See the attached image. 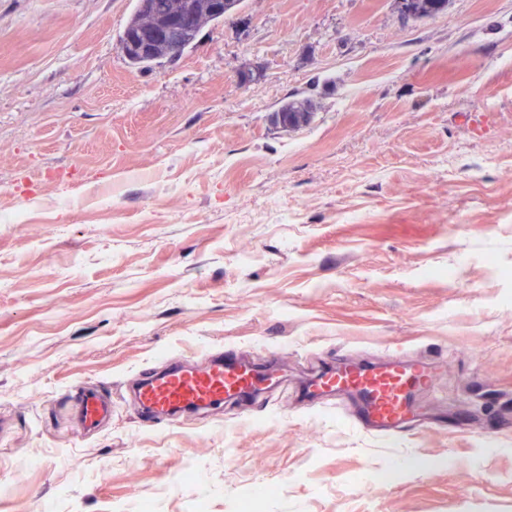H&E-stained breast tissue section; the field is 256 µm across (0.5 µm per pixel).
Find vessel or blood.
<instances>
[{"label":"vessel or blood","instance_id":"b4317fda","mask_svg":"<svg viewBox=\"0 0 512 512\" xmlns=\"http://www.w3.org/2000/svg\"><path fill=\"white\" fill-rule=\"evenodd\" d=\"M259 381L250 365L234 358L193 369L173 363L164 372L145 376L135 389L143 410L176 419L195 417L223 405L231 397L253 394ZM431 370L425 361L391 355L382 367L353 365L326 373L314 383L317 392H344L355 396L366 423L382 432L397 431L405 417L410 392L429 386ZM76 416L91 431L109 415V402L99 390L75 386Z\"/></svg>","mask_w":512,"mask_h":512}]
</instances>
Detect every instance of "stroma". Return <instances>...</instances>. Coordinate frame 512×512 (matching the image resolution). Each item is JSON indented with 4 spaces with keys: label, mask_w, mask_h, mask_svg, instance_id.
<instances>
[{
    "label": "stroma",
    "mask_w": 512,
    "mask_h": 512,
    "mask_svg": "<svg viewBox=\"0 0 512 512\" xmlns=\"http://www.w3.org/2000/svg\"><path fill=\"white\" fill-rule=\"evenodd\" d=\"M135 5L0 0V512H512V0H243L149 72ZM397 351L395 434L304 394ZM229 353L264 391L146 423L133 376ZM450 0H410L408 14L415 18H430L447 11ZM315 112V104L312 98H293L284 102L272 115L273 122L278 123L279 114L282 115V129L286 131L295 130L311 123ZM72 397L77 419L87 431L96 429L111 412L109 402L97 389L88 390L78 385L74 387Z\"/></svg>",
    "instance_id": "1"
}]
</instances>
